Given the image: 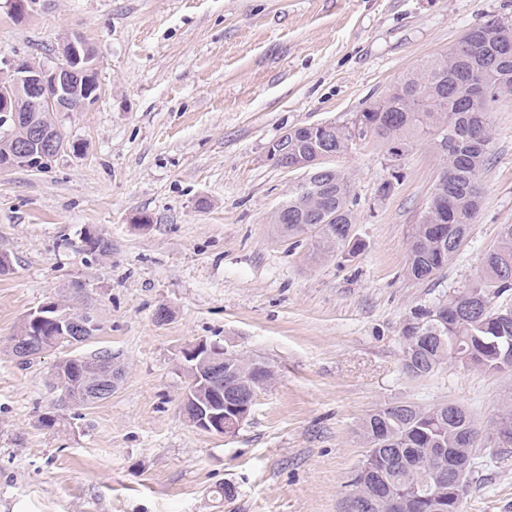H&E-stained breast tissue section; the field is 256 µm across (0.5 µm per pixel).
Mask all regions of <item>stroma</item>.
I'll list each match as a JSON object with an SVG mask.
<instances>
[{
    "mask_svg": "<svg viewBox=\"0 0 512 512\" xmlns=\"http://www.w3.org/2000/svg\"><path fill=\"white\" fill-rule=\"evenodd\" d=\"M494 16L512 18V0H48L22 20L0 8V59L48 60L76 32L99 85L65 120L77 153L0 170L12 263L0 275V512H348L373 410L453 402L491 427L512 371L450 362L413 375L401 329L414 306L473 280L512 224V95L490 114L469 244L428 284L405 270L443 165L431 142L396 166L370 138L336 157L358 214L350 260L270 224L303 174L268 150L290 128L350 122ZM88 228L110 254L84 253ZM52 299L96 319L80 354L112 351L124 370L91 407H61V353L25 366L11 352L23 317ZM201 340L274 373L235 435L179 412L182 351ZM464 512H512V453L478 450Z\"/></svg>",
    "mask_w": 512,
    "mask_h": 512,
    "instance_id": "1",
    "label": "stroma"
}]
</instances>
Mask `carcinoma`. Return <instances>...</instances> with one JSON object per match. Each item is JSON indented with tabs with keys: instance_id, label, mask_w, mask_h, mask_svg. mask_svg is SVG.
<instances>
[{
	"instance_id": "carcinoma-1",
	"label": "carcinoma",
	"mask_w": 512,
	"mask_h": 512,
	"mask_svg": "<svg viewBox=\"0 0 512 512\" xmlns=\"http://www.w3.org/2000/svg\"><path fill=\"white\" fill-rule=\"evenodd\" d=\"M468 49L454 45L444 54L421 61L403 75L380 101L356 113L348 124L336 125L312 137L297 130V144L323 145L340 156L356 141L380 140L389 159L403 158L420 139L430 138L445 158L433 190L412 228L406 274L417 282H433L455 261L469 236L470 226L481 202L479 179L490 161L493 140L490 107L503 95L512 94V20L492 18L468 30L460 39ZM483 86L479 102L471 99V87ZM317 185L302 193L288 192L284 204L288 218L271 219L281 234L296 238L308 232L323 215L328 226L320 229L315 248L322 255L344 252L352 226L356 224L352 187L342 170L316 178ZM84 251L104 256L112 244L90 230L83 236ZM482 274L452 291L448 300L416 305L409 318L422 323L417 336L404 345V361L423 376L449 360L485 372L500 371L501 356L512 350V224H503L497 246L482 261ZM38 326L22 320L18 334H28L38 345L56 344L53 318ZM112 360V352L72 355L56 365V387L67 389L73 406L84 407L85 383L96 374L100 363ZM243 357L229 360V369L242 373L258 390L273 379L269 366ZM473 416L465 409L448 411L443 404L402 408L398 404L378 408L360 425L367 447L365 460L381 481L351 478V497L376 501L375 512H389L385 500L391 486L408 496L423 487L437 490V500H413L405 512H453L448 493V455L475 460L476 446L467 436L479 435ZM483 445L512 447V402L503 403L494 426L484 435Z\"/></svg>"
}]
</instances>
